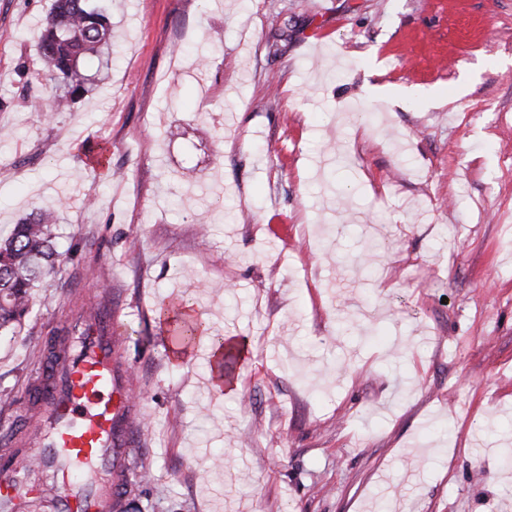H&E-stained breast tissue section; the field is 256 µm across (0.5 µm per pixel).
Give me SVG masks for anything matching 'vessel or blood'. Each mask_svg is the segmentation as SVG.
<instances>
[{
	"mask_svg": "<svg viewBox=\"0 0 512 512\" xmlns=\"http://www.w3.org/2000/svg\"><path fill=\"white\" fill-rule=\"evenodd\" d=\"M112 310L69 321L58 361L35 382L39 426L0 460V512H118L135 434L130 371Z\"/></svg>",
	"mask_w": 512,
	"mask_h": 512,
	"instance_id": "1",
	"label": "vessel or blood"
}]
</instances>
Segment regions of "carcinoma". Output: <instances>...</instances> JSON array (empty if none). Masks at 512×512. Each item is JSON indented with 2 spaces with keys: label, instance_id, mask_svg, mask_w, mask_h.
<instances>
[{
  "label": "carcinoma",
  "instance_id": "carcinoma-1",
  "mask_svg": "<svg viewBox=\"0 0 512 512\" xmlns=\"http://www.w3.org/2000/svg\"><path fill=\"white\" fill-rule=\"evenodd\" d=\"M44 64V78L58 93L50 111L62 112L88 92L92 76L88 68L111 59L112 25L108 8L93 0H53L36 44ZM58 217L41 211L14 226L0 242V333L21 331L30 313L31 290L54 274L59 254L53 228ZM163 323L185 346L195 343L199 325L161 311Z\"/></svg>",
  "mask_w": 512,
  "mask_h": 512
}]
</instances>
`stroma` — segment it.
Segmentation results:
<instances>
[{"label":"stroma","mask_w":512,"mask_h":512,"mask_svg":"<svg viewBox=\"0 0 512 512\" xmlns=\"http://www.w3.org/2000/svg\"><path fill=\"white\" fill-rule=\"evenodd\" d=\"M0 0V238L58 274L0 335V449L49 337L109 299L150 481L125 512H512V0H112L70 110ZM192 292L240 396L173 360Z\"/></svg>","instance_id":"1"}]
</instances>
